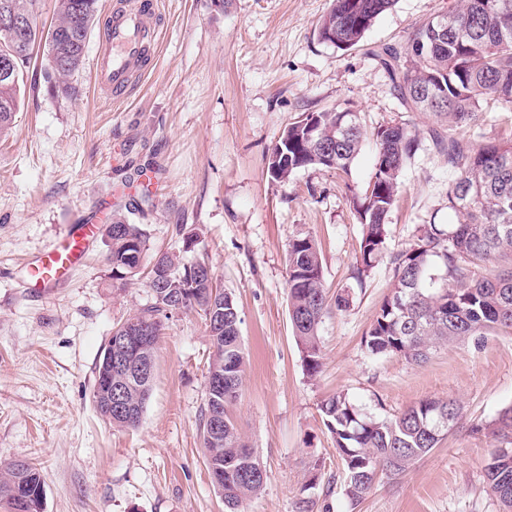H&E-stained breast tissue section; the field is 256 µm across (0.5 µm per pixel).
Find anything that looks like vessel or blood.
Returning a JSON list of instances; mask_svg holds the SVG:
<instances>
[{"label": "vessel or blood", "instance_id": "1", "mask_svg": "<svg viewBox=\"0 0 512 512\" xmlns=\"http://www.w3.org/2000/svg\"><path fill=\"white\" fill-rule=\"evenodd\" d=\"M163 26L159 0H114L98 31L93 79L100 97H127L157 56ZM94 224L85 219L68 227L28 265L39 287L54 288L83 265Z\"/></svg>", "mask_w": 512, "mask_h": 512}]
</instances>
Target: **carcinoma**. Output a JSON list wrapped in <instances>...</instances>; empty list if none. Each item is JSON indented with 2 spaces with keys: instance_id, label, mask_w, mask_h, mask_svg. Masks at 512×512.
<instances>
[{
  "instance_id": "1",
  "label": "carcinoma",
  "mask_w": 512,
  "mask_h": 512,
  "mask_svg": "<svg viewBox=\"0 0 512 512\" xmlns=\"http://www.w3.org/2000/svg\"><path fill=\"white\" fill-rule=\"evenodd\" d=\"M395 0H333L317 26L319 39L341 51L357 47L376 19ZM447 13L448 33L415 29L411 42L423 37L424 50L413 47L411 66L402 69L401 53L392 46L371 50L388 74L397 100L409 112H426L436 126L432 142L444 153L455 178L448 185V209L454 224H423L416 238L393 253L391 291L363 336L372 356L397 355L421 363L432 346L480 336L487 332L512 334V141L485 137L480 127L485 108L493 104L512 112V95H498L497 85L512 87V0H459ZM41 0H0L6 11L26 22L21 31L0 27V56L13 54L15 68L0 74V137L8 134L19 109L24 69L34 51L56 59L58 67L41 72L48 92L66 98L68 82L84 58L93 27L99 23V0H58L56 23L46 32L37 24ZM472 130L467 137L462 129ZM367 130L360 113L327 110L301 114L286 126L268 157V170L284 181L306 168L348 171L362 149ZM375 171L356 198L362 237L356 278L364 277L387 252L388 217L406 163L417 153L419 134L408 124L374 128ZM106 261L112 281L126 283L140 274L149 250L138 224L117 211L105 228ZM497 258L508 266L490 271ZM288 305L302 361L308 375L322 366L320 328L336 308L349 306L342 294L331 300L323 284V266L315 239L299 234L288 244ZM152 302L112 328L120 336L139 326L149 330L139 352L155 357L164 321L176 312H201L213 348L208 378L224 379V434L212 441L209 427L217 413L211 393H205L201 428L208 470H224L217 491L225 512H240L247 499L262 491L267 472L255 449L240 436L228 415L239 397L246 367L240 340L241 318L234 297L215 285L211 268L201 260L173 255L155 257L149 272ZM153 379L130 377L126 397L130 410L108 413L99 400V414L117 428L139 426ZM323 423L331 433L340 460L343 493L358 503L372 492L379 474L397 475L435 448L458 424L460 406L452 400L424 399L391 419L362 415L344 395L324 400ZM495 446L485 476L508 512H512V407L491 424ZM43 484L37 467L17 472L14 465L0 470V502L20 512L14 495L18 484Z\"/></svg>"
}]
</instances>
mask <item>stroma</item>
Masks as SVG:
<instances>
[{
	"label": "stroma",
	"instance_id": "35a3bbf8",
	"mask_svg": "<svg viewBox=\"0 0 512 512\" xmlns=\"http://www.w3.org/2000/svg\"><path fill=\"white\" fill-rule=\"evenodd\" d=\"M160 2L158 55L134 95L99 99L87 57L70 78L72 96H53L37 58L0 139V468L37 467L44 512H224L200 433L213 352L201 316L166 321L141 423L117 428L93 403L96 365L113 326L150 303L147 276L113 283L100 236L53 294L28 279L27 262L66 224L103 225L119 210L146 231L150 254L205 258L236 300L248 361L229 415L267 471L243 512H296L308 486L323 512H503L484 476L492 439L478 426L512 406V334L457 340L419 364L370 356L361 340L393 277L386 260L364 283L352 277L361 240L352 192L374 172V143L346 173L309 168L279 182L268 172L272 146L301 113L348 109L370 129L405 123L421 146L400 176L387 250L412 242L419 225L454 222V173L428 136L432 120L405 111L370 50L405 48L416 26L456 0H396L349 51L318 38L332 0ZM140 168L154 171V185L132 181ZM301 233L319 245L328 296L349 297L322 324L313 377L288 309V243ZM192 235L198 242L186 247ZM336 394L380 420L451 399L462 419L353 505L328 485L339 459L320 405Z\"/></svg>",
	"mask_w": 512,
	"mask_h": 512
}]
</instances>
